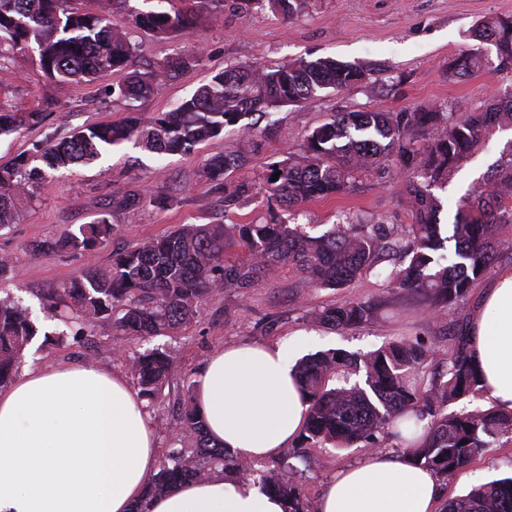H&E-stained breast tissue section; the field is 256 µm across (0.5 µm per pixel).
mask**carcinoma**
Segmentation results:
<instances>
[{
    "label": "carcinoma",
    "instance_id": "carcinoma-1",
    "mask_svg": "<svg viewBox=\"0 0 512 512\" xmlns=\"http://www.w3.org/2000/svg\"><path fill=\"white\" fill-rule=\"evenodd\" d=\"M286 17L302 11L307 0H256ZM224 0H199V9L153 10L136 15L137 28L163 38L189 32L198 11ZM474 38L495 51L492 65L482 50L459 53L448 65L449 76L462 81L490 70L512 71V18L481 22ZM37 46L38 65L60 85L92 81L120 73L123 82L112 93L132 100L157 94L172 75L195 65L196 55L178 56L159 67H134L135 47L127 32L112 27L101 14L77 0H0V65ZM363 70L329 58L295 61L272 69L232 67L183 98L167 112L144 120L130 112L118 121L97 124L62 139L36 142L0 165V229L17 223L18 204L33 199L40 180L90 163L108 147L132 138L156 154H180L201 142H219L228 132L249 134L240 124L250 113L299 105L328 90H342L363 80ZM42 112H21L0 103V137L41 124ZM512 126V91L489 108L453 120L437 106L420 105L393 112H343L310 130L296 152L267 166L266 193L270 219L247 224H183L173 232L112 253L110 264L87 265L79 275L42 296L43 307L63 320L64 329L46 330L28 307L0 301V387L10 383L24 351L36 339L60 346L71 336L86 335L97 323L107 324L122 339L162 336L189 326L206 297L223 288H255L288 267L303 274L314 288H343L373 271L382 255L400 251L406 267L387 275L389 285L420 298L432 313L465 299L475 280L496 259L494 236L512 224V158L496 169L484 185L458 202L452 234L442 235L441 201L433 193L448 184V174L493 126ZM407 174L405 195L414 222L404 236L381 224H359L343 214L327 231L313 235L288 224L275 207L288 209L316 199L348 192L352 181L389 157ZM238 158L221 150L204 168L206 177L224 191V202L243 206L252 198L246 183L224 182ZM277 180H272L274 174ZM144 200L132 190L112 202L135 216ZM111 213L70 227L35 244L32 256L79 253L88 256L112 239ZM454 242V253L445 254ZM242 252L224 257V248ZM377 304L347 300L327 307L316 319L350 328L374 318ZM468 324L452 327V345L444 370L428 386L420 373L434 351L420 340H394L364 355L319 352L295 370L309 403L301 446L329 445L384 448L387 442L407 458L449 478L504 436L512 438V411L495 408L447 412L448 404L484 393L478 367L468 354ZM119 360L129 367L140 398L154 404L175 374L166 350L156 347ZM173 431L187 446L173 448L151 476L146 496L163 495L185 482L205 478L221 467L239 475L250 473L264 491L282 496L288 512H309L295 479L298 468L289 458L256 471L211 443L192 394L178 399ZM445 512H512V477L480 484L457 495Z\"/></svg>",
    "mask_w": 512,
    "mask_h": 512
}]
</instances>
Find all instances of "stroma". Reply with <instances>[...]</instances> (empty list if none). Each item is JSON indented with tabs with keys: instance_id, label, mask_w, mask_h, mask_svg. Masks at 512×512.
<instances>
[{
	"instance_id": "35a3bbf8",
	"label": "stroma",
	"mask_w": 512,
	"mask_h": 512,
	"mask_svg": "<svg viewBox=\"0 0 512 512\" xmlns=\"http://www.w3.org/2000/svg\"><path fill=\"white\" fill-rule=\"evenodd\" d=\"M93 9L109 18L113 27L130 32L136 45V64L145 68L181 54L196 53L199 63L180 72L156 96L142 101L109 94L119 75L59 88L38 66L37 52L17 55L0 69V100L24 112H42L38 126L0 137V164L26 151L37 141L60 139L89 126L122 118L129 112L144 117L165 112L200 85L232 66L270 68L294 60L331 58L360 66L365 80L349 89L323 92L298 107L284 106L269 113L247 116L253 132L229 134L219 145L201 143L189 152L157 155L134 142L103 151L88 165L48 174L31 202L22 203L17 224L0 230V252L10 254L19 268L12 281H0V300L14 298L29 306L39 323L58 328L41 304L47 291L74 278L87 263L107 265L114 250L174 231L182 224H239L267 216L263 175L267 164L286 151L299 148L312 128L340 112H365L379 107L399 109L437 105L462 117L490 105L498 89L512 84V75L478 72L464 81L448 76L454 55L477 48L476 25L490 17H512V0H309L291 18L259 7L255 0H225L205 12L193 33L159 39L132 25L134 12L157 9V0H92ZM234 154L239 163L227 176L231 182H249L252 200L243 207H228L224 194L204 173L214 149ZM512 150V127H496L465 156L440 191L441 223L452 224L459 198L484 184L491 170ZM404 176L389 160L358 177L351 192L302 205L297 216L281 210L282 219L327 230L342 213L397 228L412 223L404 196ZM132 189L151 195L177 196L172 209L146 207L136 217L113 210L114 233L92 256L59 254L35 258L33 243L59 235L71 225L89 223L111 207L113 199ZM512 266V224L500 226L497 260L476 280L460 305L435 316L423 310L417 296L387 287L382 278L366 275L343 288H314L304 277L284 269L265 285L218 291L201 305L194 322L170 336L130 340L129 352L167 348L176 369L164 390L165 397L151 412L157 422L160 454L176 445L163 420L172 411L182 386L195 382L209 356L230 344L273 343L298 335L299 356L341 349L366 353L399 339H422L432 344L436 359L450 345L449 327L469 317L480 303L483 289L499 269ZM346 300H374L376 320L340 329L321 324L315 315ZM112 337L107 330L69 340L61 346L31 345L22 368L54 363H94L115 373L124 372L112 358ZM364 448L307 449V464L298 474L301 494L315 505L336 472L360 460ZM512 475V439L502 438L467 467L441 480L443 498L468 491L473 485Z\"/></svg>"
}]
</instances>
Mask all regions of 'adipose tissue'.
Segmentation results:
<instances>
[{"instance_id": "ef3b65f1", "label": "adipose tissue", "mask_w": 512, "mask_h": 512, "mask_svg": "<svg viewBox=\"0 0 512 512\" xmlns=\"http://www.w3.org/2000/svg\"><path fill=\"white\" fill-rule=\"evenodd\" d=\"M470 353L488 398L512 410V267L472 317ZM300 340L229 345L202 367L194 401L211 440L251 461L279 455L309 405L294 381ZM159 463L154 420L124 376L58 364L0 389V512H128ZM436 476L373 450L329 480L317 512H437ZM254 482L216 470L152 499L148 512H285Z\"/></svg>"}]
</instances>
